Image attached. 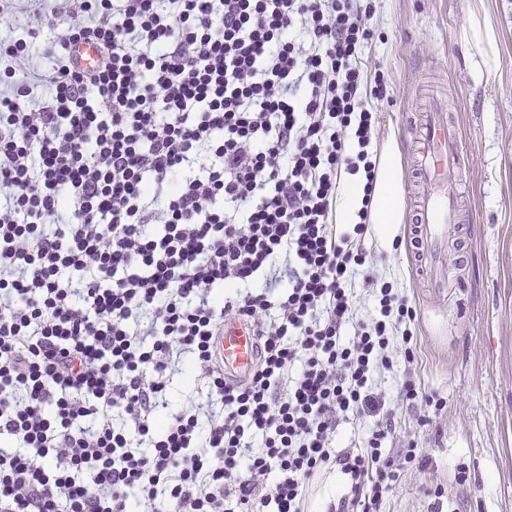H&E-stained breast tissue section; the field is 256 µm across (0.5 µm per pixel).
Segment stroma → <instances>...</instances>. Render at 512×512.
Returning <instances> with one entry per match:
<instances>
[{"instance_id": "35a3bbf8", "label": "stroma", "mask_w": 512, "mask_h": 512, "mask_svg": "<svg viewBox=\"0 0 512 512\" xmlns=\"http://www.w3.org/2000/svg\"><path fill=\"white\" fill-rule=\"evenodd\" d=\"M371 3L374 36L364 57L386 84L372 103L371 147L399 146L404 220L414 189L406 112L442 100L472 155L462 186L466 220L448 253L465 289L435 294L412 253L394 249L377 226L367 235V267L416 311L413 361L378 383L427 459L405 471L379 512H512V0ZM477 28L490 30L492 43L476 41ZM408 374L442 408L403 407L397 393ZM422 416L428 425H419ZM347 490L340 471H321L308 484L306 508L328 512Z\"/></svg>"}]
</instances>
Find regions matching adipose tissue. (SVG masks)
<instances>
[{"label":"adipose tissue","mask_w":512,"mask_h":512,"mask_svg":"<svg viewBox=\"0 0 512 512\" xmlns=\"http://www.w3.org/2000/svg\"><path fill=\"white\" fill-rule=\"evenodd\" d=\"M401 159L395 144H388L379 160V177L370 208L369 220L379 225L386 240H393L396 224L402 221L400 195Z\"/></svg>","instance_id":"1"}]
</instances>
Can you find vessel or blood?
<instances>
[{
    "mask_svg": "<svg viewBox=\"0 0 512 512\" xmlns=\"http://www.w3.org/2000/svg\"><path fill=\"white\" fill-rule=\"evenodd\" d=\"M413 169L422 186L415 203L413 250L435 291L447 290L450 231L459 222L458 202L466 150L454 119L436 106L408 123ZM225 370L237 380L248 377L258 358V338L244 321L228 320L214 343Z\"/></svg>",
    "mask_w": 512,
    "mask_h": 512,
    "instance_id": "vessel-or-blood-1",
    "label": "vessel or blood"
}]
</instances>
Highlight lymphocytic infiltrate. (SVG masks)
<instances>
[{"label":"lymphocytic infiltrate","mask_w":512,"mask_h":512,"mask_svg":"<svg viewBox=\"0 0 512 512\" xmlns=\"http://www.w3.org/2000/svg\"><path fill=\"white\" fill-rule=\"evenodd\" d=\"M358 0H62L0 54V512H376L405 469L376 373L415 314L360 275L368 209L336 222L343 174L376 182ZM95 41V67L72 44ZM51 60L44 73L34 56ZM374 288L358 321L352 282ZM257 331L243 381L214 339ZM352 337H345L346 328ZM205 403L151 427L182 355ZM121 417L114 426L113 417ZM374 418L335 449L341 422ZM91 473L84 481L83 473ZM348 491L346 476L334 469L322 470L308 484L306 492L307 512H329L330 504L338 503L340 496Z\"/></svg>","instance_id":"f902f5d3"}]
</instances>
